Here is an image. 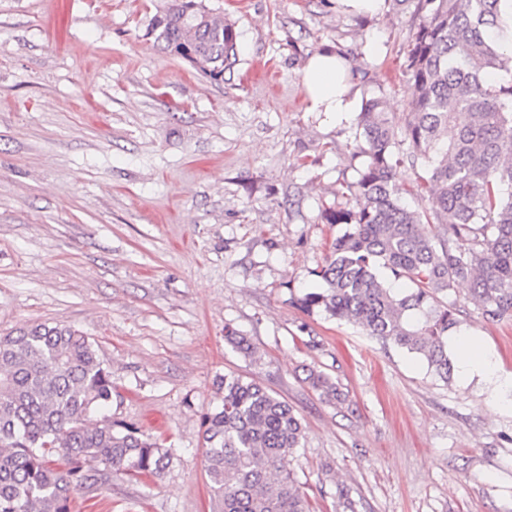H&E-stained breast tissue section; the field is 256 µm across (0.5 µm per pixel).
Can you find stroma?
Returning <instances> with one entry per match:
<instances>
[{
	"instance_id": "stroma-1",
	"label": "stroma",
	"mask_w": 512,
	"mask_h": 512,
	"mask_svg": "<svg viewBox=\"0 0 512 512\" xmlns=\"http://www.w3.org/2000/svg\"><path fill=\"white\" fill-rule=\"evenodd\" d=\"M165 2L0 0V336L84 332L112 371L113 418L173 454L157 477L99 471L70 512H220L201 422L231 373L301 418L287 469L313 512H342L340 487L356 512H512V320L451 290L459 335L498 372L446 383L296 303L345 230L320 215L353 202L363 102L384 97L404 127L414 0H203L239 34L219 83L147 38ZM326 49L347 59L350 112L308 109L301 70ZM309 367L347 404L321 400ZM305 380L310 388L318 393L319 397L327 403L342 405L346 401V394L340 385L326 373L314 369H306Z\"/></svg>"
}]
</instances>
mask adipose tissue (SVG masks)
Here are the masks:
<instances>
[{"label":"adipose tissue","mask_w":512,"mask_h":512,"mask_svg":"<svg viewBox=\"0 0 512 512\" xmlns=\"http://www.w3.org/2000/svg\"><path fill=\"white\" fill-rule=\"evenodd\" d=\"M302 83L312 111H348V64L338 53L324 50L312 56L303 69Z\"/></svg>","instance_id":"adipose-tissue-1"}]
</instances>
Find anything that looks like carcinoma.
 Wrapping results in <instances>:
<instances>
[{
  "instance_id": "obj_1",
  "label": "carcinoma",
  "mask_w": 512,
  "mask_h": 512,
  "mask_svg": "<svg viewBox=\"0 0 512 512\" xmlns=\"http://www.w3.org/2000/svg\"><path fill=\"white\" fill-rule=\"evenodd\" d=\"M191 0H168L150 19L155 42L213 80L237 57L235 24L207 11L185 17ZM502 0H417L419 22L403 64L415 100L402 131L410 161H425L414 192L431 204L419 214L392 188L399 143L379 96L358 116L367 157L350 186L354 205L328 208L345 231L313 270L326 288L297 298L353 322L368 335L418 355L444 382L452 375L448 333L459 325L442 299L459 283L492 321L512 318V77L495 73L503 45L494 33ZM406 279L404 295L380 272ZM306 382L327 403L346 394L326 373ZM221 408L203 419L206 471L222 512H309L284 467L301 447L293 408L255 381L226 376ZM112 402V372L89 338L71 327L38 324L0 337V512H69L74 492L98 465L158 476L172 462L159 440L99 417Z\"/></svg>"
}]
</instances>
